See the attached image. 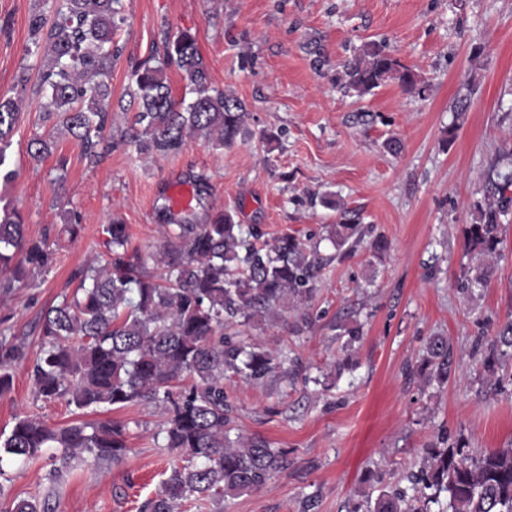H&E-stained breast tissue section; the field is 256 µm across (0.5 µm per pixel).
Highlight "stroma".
<instances>
[{
    "instance_id": "35a3bbf8",
    "label": "stroma",
    "mask_w": 512,
    "mask_h": 512,
    "mask_svg": "<svg viewBox=\"0 0 512 512\" xmlns=\"http://www.w3.org/2000/svg\"><path fill=\"white\" fill-rule=\"evenodd\" d=\"M122 53L110 79L112 148L89 165L77 139L56 127L52 156L32 159L40 99L27 94L8 150L18 176L0 185V211L18 208L25 236L57 240L55 263L0 291L6 329L36 346L42 316L73 294L75 272L109 259L103 228L128 224L141 252L161 242L159 209L174 180L205 176L193 203L205 223L228 210L264 240L288 233L319 241L332 261L304 306L237 327V338L286 357L257 382L224 383L230 425L285 449L287 467L259 490L180 512H372L393 490L415 496L413 476L429 447L466 445L479 454L512 444V356L484 365L485 344L512 320V213L501 228L505 254L486 287L458 288L473 264L463 228L470 207L512 175V0H122ZM43 0H0V97L12 94L27 57V18ZM181 30L197 33L212 88L232 90L250 112L232 148L187 138L163 158L123 143L138 101L132 70ZM386 47L429 84L426 98L384 83L371 95L344 94L336 76L369 43ZM470 108L455 114L461 97ZM451 143H444L446 129ZM399 139V153L388 139ZM65 169H58V157ZM333 194L360 211L365 234L335 256L325 235L333 210L312 204ZM83 230L69 238L65 224ZM384 236L388 248L376 254ZM359 325L348 342L337 324ZM447 337V382L419 374L428 340ZM48 426L118 420L129 429L120 462L74 459L54 473L55 449L0 466V508L22 499L50 512H139L177 457L158 431L160 407L84 410L35 399L25 365L0 397V433L16 416Z\"/></svg>"
}]
</instances>
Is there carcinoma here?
Returning a JSON list of instances; mask_svg holds the SVG:
<instances>
[{
    "label": "carcinoma",
    "mask_w": 512,
    "mask_h": 512,
    "mask_svg": "<svg viewBox=\"0 0 512 512\" xmlns=\"http://www.w3.org/2000/svg\"><path fill=\"white\" fill-rule=\"evenodd\" d=\"M46 9L28 18L27 53L39 60L38 91L42 122H56L83 145L91 165L101 162L109 124V77L119 57L114 38L124 23L120 0H45ZM53 18H48L47 13ZM183 71L195 98L178 102L166 83L164 66ZM133 96L138 100L127 143L143 153L166 156L186 137L201 135L231 147L243 133L249 113L230 91L209 86L208 66L197 33L181 30L164 48L163 64L135 65ZM393 81L423 97L428 85L383 47L366 48L343 66L344 92L363 97ZM28 76L14 85L16 98L0 100V180L16 171L7 166V150L19 119ZM53 132L34 134L26 150L33 158L52 153ZM512 178L497 185L499 197L472 206L465 228L478 264L464 271L466 281L482 285L502 260L501 216L512 200L505 197ZM163 224V245L145 255H128V225L115 219L104 228L111 261L82 273L74 295L44 316L35 355L29 346L0 332V397L13 386L12 368L31 361L36 398L63 401L77 410L119 409L141 402L164 406L165 447L192 463L171 467L159 492L143 512H178L189 501H221L264 487L284 469V454L259 436L230 437L224 376L260 380L283 365L281 354L261 344L245 346L224 335V323L246 325L310 299L324 264L320 244L288 233L258 243L260 235L218 211L205 224ZM364 234L361 215L345 211L328 236L338 252H352ZM53 258L49 237L24 239V220L13 210L0 218V288L25 280L29 267L43 268ZM153 261L160 273L146 270ZM448 338L434 336L426 361L430 376L448 379ZM45 448L63 451V472L84 453L95 460L120 461L129 452L127 425L118 421L80 422L51 428L28 415L16 418L0 437V463L28 461ZM418 483L424 497H445V512H512V445L472 456L462 445L431 448ZM431 494H426V491ZM374 512H417L402 494L381 497Z\"/></svg>",
    "instance_id": "carcinoma-1"
}]
</instances>
